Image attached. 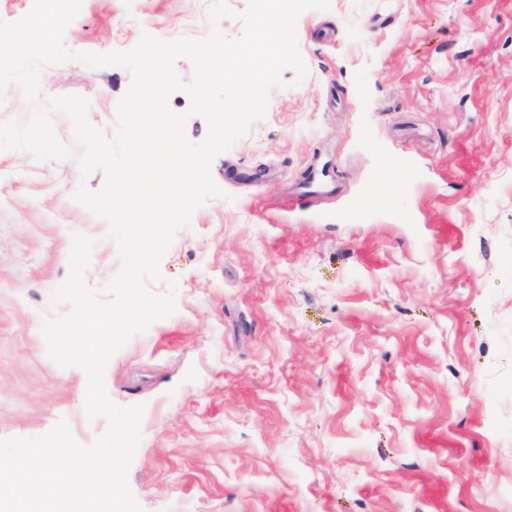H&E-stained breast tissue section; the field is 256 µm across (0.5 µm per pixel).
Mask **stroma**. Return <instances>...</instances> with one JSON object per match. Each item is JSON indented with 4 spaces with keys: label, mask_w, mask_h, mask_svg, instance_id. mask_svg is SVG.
Masks as SVG:
<instances>
[{
    "label": "stroma",
    "mask_w": 512,
    "mask_h": 512,
    "mask_svg": "<svg viewBox=\"0 0 512 512\" xmlns=\"http://www.w3.org/2000/svg\"><path fill=\"white\" fill-rule=\"evenodd\" d=\"M212 3L84 0L63 45L240 37L249 0L214 24ZM296 34L308 77L270 86L212 162L222 196L146 282L175 313L107 365L109 398L146 406L129 487L143 512H512V0H331ZM131 82L75 58L43 68L39 100L87 97L111 138ZM401 154L415 176L392 178ZM84 182L103 176L0 151V439L108 428L42 335L71 310L52 295L73 233L113 298ZM370 185L384 203L347 214Z\"/></svg>",
    "instance_id": "obj_1"
}]
</instances>
